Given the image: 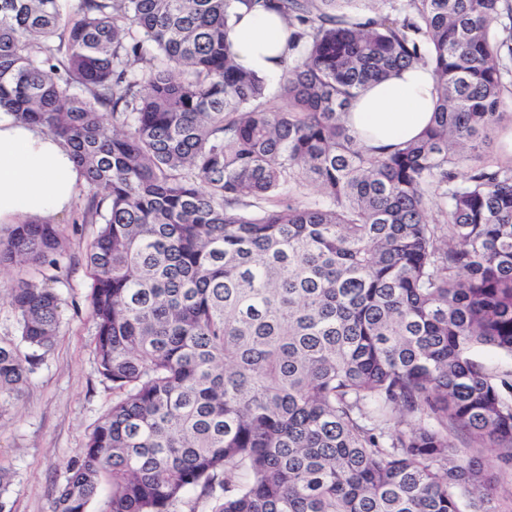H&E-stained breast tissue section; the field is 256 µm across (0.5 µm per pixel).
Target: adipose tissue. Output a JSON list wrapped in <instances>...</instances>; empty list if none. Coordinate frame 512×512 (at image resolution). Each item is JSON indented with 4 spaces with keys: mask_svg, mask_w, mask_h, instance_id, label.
Instances as JSON below:
<instances>
[{
    "mask_svg": "<svg viewBox=\"0 0 512 512\" xmlns=\"http://www.w3.org/2000/svg\"><path fill=\"white\" fill-rule=\"evenodd\" d=\"M288 35L277 14H244L230 34L236 64L278 81ZM435 85L427 67L373 82L350 106L347 124L368 148L389 151L417 137L429 124ZM84 182L83 171L64 139L0 113V226L51 220L71 207Z\"/></svg>",
    "mask_w": 512,
    "mask_h": 512,
    "instance_id": "adipose-tissue-1",
    "label": "adipose tissue"
}]
</instances>
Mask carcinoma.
Returning a JSON list of instances; mask_svg holds the SVG:
<instances>
[{
  "label": "carcinoma",
  "mask_w": 512,
  "mask_h": 512,
  "mask_svg": "<svg viewBox=\"0 0 512 512\" xmlns=\"http://www.w3.org/2000/svg\"><path fill=\"white\" fill-rule=\"evenodd\" d=\"M500 2L0 0V111L67 141L108 200L82 223H101L112 408L50 512H88L103 477L110 512H502L450 434L512 472V370L470 357L512 359V166L483 159L507 111ZM257 7L291 28L283 107L230 52ZM419 64L432 124L359 146L360 91ZM64 252L56 224L0 237V265L55 281ZM9 304L33 353L0 343V392L19 393L61 300L21 277ZM472 358L481 364L489 373H502L512 370V361L488 350L484 347H477L472 351Z\"/></svg>",
  "instance_id": "cac0c4a2"
}]
</instances>
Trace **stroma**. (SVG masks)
I'll list each match as a JSON object with an SVG mask.
<instances>
[{
  "instance_id": "stroma-1",
  "label": "stroma",
  "mask_w": 512,
  "mask_h": 512,
  "mask_svg": "<svg viewBox=\"0 0 512 512\" xmlns=\"http://www.w3.org/2000/svg\"><path fill=\"white\" fill-rule=\"evenodd\" d=\"M90 195L82 188L70 210L55 219L66 241L67 269L54 285L62 300L56 342L41 354L21 393L0 394V471L9 481L5 512H50L51 493L64 481L67 461L112 406V385L98 375L93 356L85 252L98 227L80 221Z\"/></svg>"
}]
</instances>
